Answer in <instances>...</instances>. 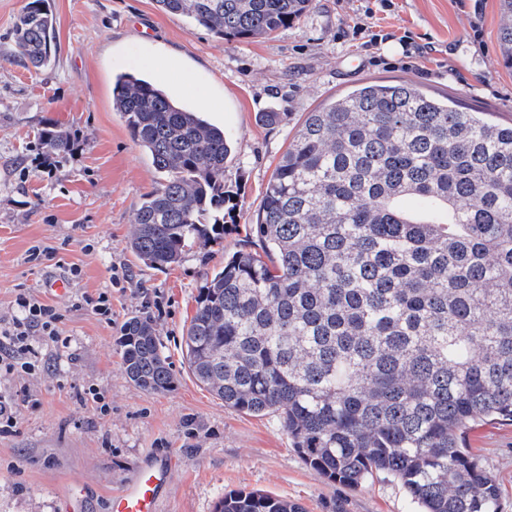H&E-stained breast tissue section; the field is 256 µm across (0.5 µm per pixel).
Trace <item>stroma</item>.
Instances as JSON below:
<instances>
[{
  "mask_svg": "<svg viewBox=\"0 0 512 512\" xmlns=\"http://www.w3.org/2000/svg\"><path fill=\"white\" fill-rule=\"evenodd\" d=\"M29 0H0V321L18 313L27 291L54 303L62 345L42 349L44 368L0 374V400L14 405L18 431L0 436V512H60L59 491L85 486L84 512H108V498L150 452L176 459L164 512H214L224 494L258 490L301 504L305 512H416L385 475L361 487L335 484L292 447L277 416H252L224 405L196 381L181 344L196 299L226 256L260 252L250 226L266 186L307 112L370 80H407L492 120L512 122V71L504 68L497 30L499 0H394L381 22L396 38L365 50L350 35L363 0H315L299 23L267 39H220L153 0H46L57 18L48 67L18 57L9 33ZM410 36L430 54L407 66ZM153 58L176 59L206 91L204 115L220 124L232 148L224 171L223 238L195 247L159 272L127 248L134 213L161 175L112 110L117 73L148 80ZM263 112L288 119L268 124ZM55 124L82 136L78 154L58 158L52 174L36 171L37 134ZM52 247L34 263L32 247ZM125 269L127 288L112 284ZM64 279L66 295L44 284ZM112 296V320L77 307L81 294ZM154 320L174 373L172 388L150 393L126 377L119 338L128 319ZM97 387L111 406L98 415L84 391ZM28 405H21V396ZM512 512V422L485 421L466 433Z\"/></svg>",
  "mask_w": 512,
  "mask_h": 512,
  "instance_id": "1",
  "label": "stroma"
}]
</instances>
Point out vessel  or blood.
<instances>
[{
    "label": "vessel or blood",
    "mask_w": 512,
    "mask_h": 512,
    "mask_svg": "<svg viewBox=\"0 0 512 512\" xmlns=\"http://www.w3.org/2000/svg\"><path fill=\"white\" fill-rule=\"evenodd\" d=\"M174 460L148 455L112 491L109 512H161V503L172 481Z\"/></svg>",
    "instance_id": "b4317fda"
}]
</instances>
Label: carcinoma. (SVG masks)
Instances as JSON below:
<instances>
[{"instance_id": "obj_1", "label": "carcinoma", "mask_w": 512, "mask_h": 512, "mask_svg": "<svg viewBox=\"0 0 512 512\" xmlns=\"http://www.w3.org/2000/svg\"><path fill=\"white\" fill-rule=\"evenodd\" d=\"M31 0L12 38L50 62L56 19ZM216 37L264 39L314 0H154ZM498 40L512 70V0ZM112 110L162 181L135 210L128 247L160 272L224 234V128L159 85L124 73ZM40 150L66 156L58 126ZM238 251L199 294L182 343L194 377L224 405L276 414L304 462L357 488L383 474L419 512H499L500 486L461 435L512 422V123L408 82L357 85L306 113ZM121 360L138 388H171L147 316L128 320ZM215 512H305L263 492Z\"/></svg>"}]
</instances>
